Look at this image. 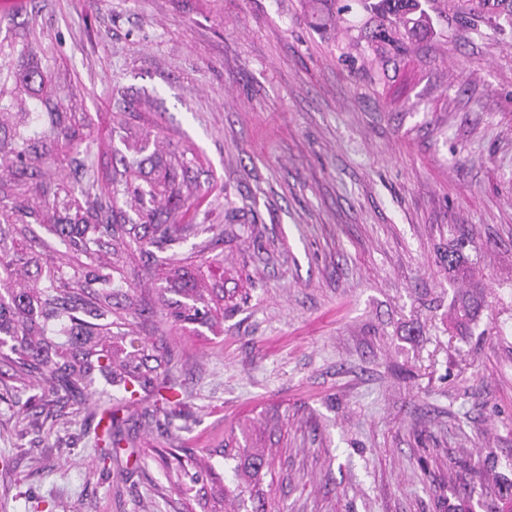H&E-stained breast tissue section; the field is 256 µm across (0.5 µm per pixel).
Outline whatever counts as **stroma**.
Instances as JSON below:
<instances>
[{
  "mask_svg": "<svg viewBox=\"0 0 512 512\" xmlns=\"http://www.w3.org/2000/svg\"><path fill=\"white\" fill-rule=\"evenodd\" d=\"M34 1L96 130L198 152L224 320H135L185 395L113 394L109 459L95 404L36 433L30 391L0 397V512H204L232 433L273 454L285 512H501L458 491L512 482V34L443 0L394 43L360 0H0V22ZM169 452L211 469L172 483Z\"/></svg>",
  "mask_w": 512,
  "mask_h": 512,
  "instance_id": "1",
  "label": "stroma"
}]
</instances>
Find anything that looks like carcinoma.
<instances>
[{
	"instance_id": "carcinoma-1",
	"label": "carcinoma",
	"mask_w": 512,
	"mask_h": 512,
	"mask_svg": "<svg viewBox=\"0 0 512 512\" xmlns=\"http://www.w3.org/2000/svg\"><path fill=\"white\" fill-rule=\"evenodd\" d=\"M373 37L414 36L429 28L420 0H373ZM448 12L466 24L512 30V0H448ZM55 46L43 41L37 15L23 32L0 38V363L9 379L61 402L85 404L103 383L131 403L152 389L164 405L180 403L182 386L169 368L168 349L125 330L128 318L152 312L142 295L144 278L128 268L143 262L161 272L160 314L177 325L214 327L204 268L180 257L190 236L223 237L218 224L185 221L190 195L183 185L196 160L192 146L168 144L145 154L153 131L142 133L134 154L122 119L108 134L110 157L93 151L91 121L75 94L51 97L48 83ZM69 148L73 187L57 183L58 158ZM111 168L108 185L98 167ZM96 446L116 445L115 412L106 407ZM235 480L258 486L269 467L258 448L219 450Z\"/></svg>"
}]
</instances>
